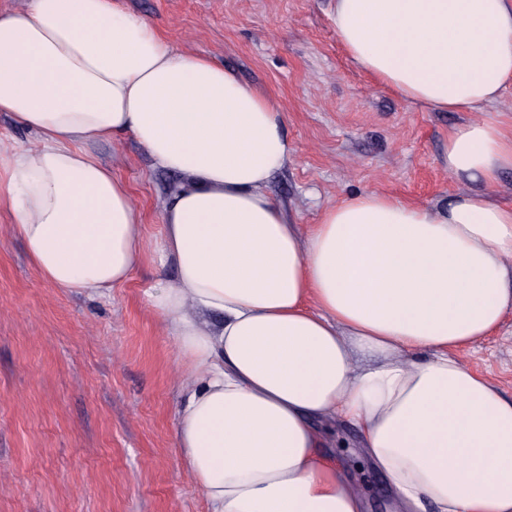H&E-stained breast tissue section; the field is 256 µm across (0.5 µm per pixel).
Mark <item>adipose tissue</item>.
Wrapping results in <instances>:
<instances>
[{
    "label": "adipose tissue",
    "mask_w": 512,
    "mask_h": 512,
    "mask_svg": "<svg viewBox=\"0 0 512 512\" xmlns=\"http://www.w3.org/2000/svg\"><path fill=\"white\" fill-rule=\"evenodd\" d=\"M347 58L411 105L471 112L448 169L494 185L512 131V0H333ZM0 208L54 287L108 295L144 260L178 352L183 468L209 512H364L315 420L342 416L401 512H512V399L458 357L512 311V203L374 191L294 223L272 198L292 148L279 103L174 50L119 0L0 10ZM134 137L183 175L146 247L127 185L85 143ZM374 358L355 366V354ZM0 134L3 140H17L34 143L36 135L32 132L19 129L8 113L0 112Z\"/></svg>",
    "instance_id": "1"
}]
</instances>
